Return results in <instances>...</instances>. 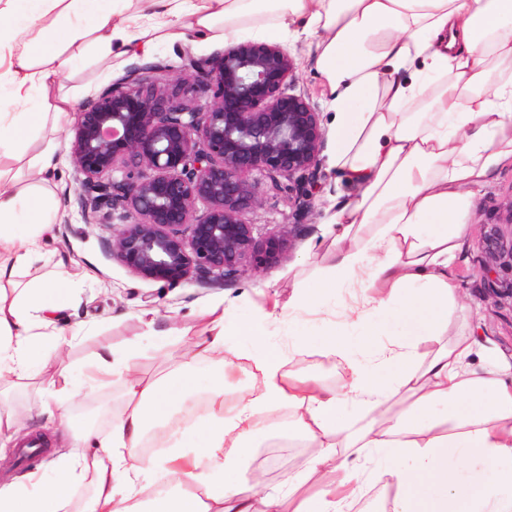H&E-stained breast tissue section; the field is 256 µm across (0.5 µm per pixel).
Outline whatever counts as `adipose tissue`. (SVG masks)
Listing matches in <instances>:
<instances>
[{"mask_svg": "<svg viewBox=\"0 0 512 512\" xmlns=\"http://www.w3.org/2000/svg\"><path fill=\"white\" fill-rule=\"evenodd\" d=\"M246 24L303 44L313 57L333 114L329 164L354 192L330 209L336 253L317 288L294 285L283 315L295 320L297 311L354 288L355 321L324 326L316 342L342 356L350 325L371 344L383 321L396 324L394 337L373 362L348 361L340 393L287 375L255 325L229 329L220 316L162 379L137 371L135 343L96 355L80 374L61 369L57 397L78 381L116 376L125 408L109 433L74 432L76 452L48 487L0 486V512H71L81 478L91 486L84 512H136L135 500L159 475L195 485L158 491L159 512H344L364 474L336 456L339 448L383 458L387 512H512V494L495 492L512 486V370L471 369L475 343L466 337L431 357L420 353L447 336L459 310L452 268L475 190L512 162V0H140L133 15L113 0H5L0 76L9 91L0 102V158L25 160L40 175L54 169L55 146L30 150L18 132L88 50L123 60L161 43L228 40ZM49 222L41 187L0 176V285L40 259L36 232ZM67 307L53 284L35 281L12 296L0 288V385L32 374L44 336L66 342L57 320ZM234 335L248 340L262 385L228 412L224 353ZM204 356L214 364L206 412L187 424L180 413ZM349 402L367 419L360 428L341 414ZM284 407L313 454L303 479L281 492L244 481L237 466ZM152 433L166 455L141 456Z\"/></svg>", "mask_w": 512, "mask_h": 512, "instance_id": "ef3b65f1", "label": "adipose tissue"}]
</instances>
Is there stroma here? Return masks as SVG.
<instances>
[{"label": "stroma", "instance_id": "35a3bbf8", "mask_svg": "<svg viewBox=\"0 0 512 512\" xmlns=\"http://www.w3.org/2000/svg\"><path fill=\"white\" fill-rule=\"evenodd\" d=\"M291 54L296 62L294 93L309 98L321 109L322 122H329L321 79L312 58L299 47L293 48ZM134 64L131 58L114 65L94 55L86 56L65 79L53 85L41 106L38 138L57 146V169L47 188L58 206L60 219L40 237L41 259L30 270L21 272L16 283L22 287L38 277L68 289L71 307L62 313L59 323L78 328L80 334L63 348L57 347L53 339H45L44 359L36 375L0 396V406L13 409L24 430L42 431L45 420L37 411L50 401L51 383L62 366L79 368L96 353L121 349L128 340L149 335L154 328L184 327L190 335L205 334L211 325L209 306L218 298L232 303L225 314L227 324L259 321L269 345L280 353L285 372L341 388L346 381L344 360L326 355L316 344L300 341L296 326L276 317L288 304L290 283L315 287L316 270L326 263L331 242L324 224L327 210L346 200L350 192L327 160H320L316 193L310 208L302 210L291 205L287 194L267 175L253 173L261 202L245 212L244 219L253 225L255 237L266 238L285 224L293 231L289 253L257 274L230 276L218 283L205 279L175 286L145 280L114 261L107 249L113 225L126 221L122 206L107 210L103 223L84 222L68 146L73 122L67 119L54 123L53 104L66 93L80 94L81 104H88L101 88L122 77ZM469 222L471 230L453 268L462 305L454 327L471 330L480 343L470 359L472 368H482L490 360L512 365L511 165L496 170L476 190ZM492 227L499 232L501 246L496 257L490 254L484 240L485 230ZM356 301V289L344 288L326 297L320 310L300 311L299 319L317 330L324 323L343 320ZM236 345L226 385V399L230 402L261 384V374L248 358V343L240 339Z\"/></svg>", "mask_w": 512, "mask_h": 512}]
</instances>
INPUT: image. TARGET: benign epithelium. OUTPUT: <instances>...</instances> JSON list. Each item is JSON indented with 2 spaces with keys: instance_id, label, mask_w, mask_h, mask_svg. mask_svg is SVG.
Segmentation results:
<instances>
[{
  "instance_id": "obj_1",
  "label": "benign epithelium",
  "mask_w": 512,
  "mask_h": 512,
  "mask_svg": "<svg viewBox=\"0 0 512 512\" xmlns=\"http://www.w3.org/2000/svg\"><path fill=\"white\" fill-rule=\"evenodd\" d=\"M182 58L176 70L129 68L79 110L69 139L85 222L122 204L127 223L107 239L112 259L169 285L278 263L291 230L255 238L243 219L261 201L250 176L285 179L288 200L305 207L325 142L317 107L291 93L295 62L280 45L246 41ZM195 82L207 94L203 110L185 95Z\"/></svg>"
}]
</instances>
